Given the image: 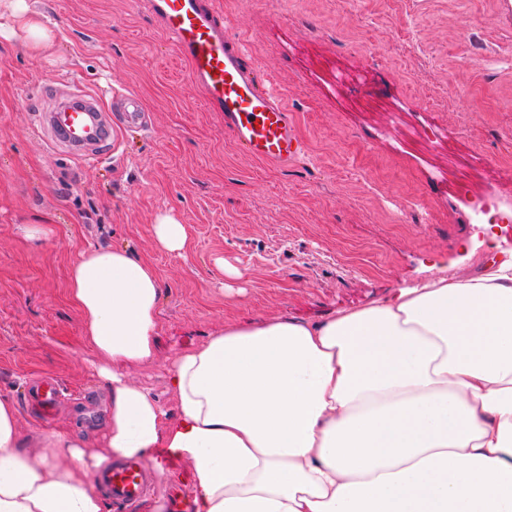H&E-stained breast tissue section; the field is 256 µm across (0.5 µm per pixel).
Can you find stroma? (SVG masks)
<instances>
[{"mask_svg": "<svg viewBox=\"0 0 512 512\" xmlns=\"http://www.w3.org/2000/svg\"><path fill=\"white\" fill-rule=\"evenodd\" d=\"M55 51L0 40V392L24 431L97 440L107 394L85 361L67 294L86 246L126 248L161 278L153 358L130 376L175 412L166 367L230 324L283 316L316 322L426 277L477 272L491 248L455 192L512 194V0H215L261 81L294 112L306 150L285 168L248 157L174 60L156 19L128 0H27ZM367 77L364 98L339 82ZM48 77L62 90L128 87L148 128L113 159L86 164L41 138L31 105ZM448 130L430 144L425 129ZM173 211L183 252L159 249L155 215ZM53 235L26 242L24 229ZM224 266H217L216 258ZM58 382L53 419L23 404L30 382ZM141 512H167L168 459Z\"/></svg>", "mask_w": 512, "mask_h": 512, "instance_id": "stroma-1", "label": "stroma"}]
</instances>
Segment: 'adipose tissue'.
Wrapping results in <instances>:
<instances>
[{
	"label": "adipose tissue",
	"mask_w": 512,
	"mask_h": 512,
	"mask_svg": "<svg viewBox=\"0 0 512 512\" xmlns=\"http://www.w3.org/2000/svg\"><path fill=\"white\" fill-rule=\"evenodd\" d=\"M1 39L53 47L27 0H0ZM68 282L108 423L27 436L0 393V512H105L95 471L159 448L194 512H512V251L320 322L224 326L170 361L173 415L127 374L154 354L153 267L87 246Z\"/></svg>",
	"instance_id": "1"
}]
</instances>
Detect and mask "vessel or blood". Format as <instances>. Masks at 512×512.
<instances>
[{
  "label": "vessel or blood",
  "mask_w": 512,
  "mask_h": 512,
  "mask_svg": "<svg viewBox=\"0 0 512 512\" xmlns=\"http://www.w3.org/2000/svg\"><path fill=\"white\" fill-rule=\"evenodd\" d=\"M156 17L175 52L186 61L190 80L209 107L224 115V130L250 157L284 167L304 151L292 111L260 84L256 67L234 27L212 0H133ZM52 139L76 158L94 163L112 152L121 133L142 131L148 115L135 94L116 88L71 93L42 118ZM97 479L114 505L134 512L148 489V472L136 461L120 460Z\"/></svg>",
  "instance_id": "1"
}]
</instances>
